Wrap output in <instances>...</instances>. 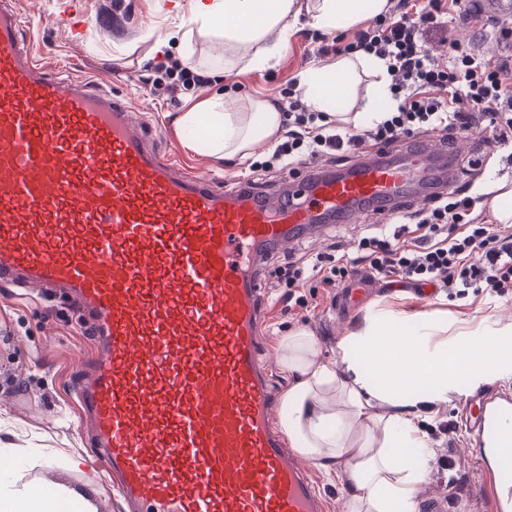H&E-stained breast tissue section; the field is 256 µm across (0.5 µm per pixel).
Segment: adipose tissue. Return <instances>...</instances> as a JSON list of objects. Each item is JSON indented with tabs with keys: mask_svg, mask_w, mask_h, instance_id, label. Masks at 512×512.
Instances as JSON below:
<instances>
[{
	"mask_svg": "<svg viewBox=\"0 0 512 512\" xmlns=\"http://www.w3.org/2000/svg\"><path fill=\"white\" fill-rule=\"evenodd\" d=\"M387 0H197L194 33L243 46L245 68L275 67L288 45L289 22L305 16L326 35L384 13ZM389 93L384 60L358 52L301 70L298 86L314 109L347 99L361 75ZM216 101L184 113L189 144L207 139L217 158L251 156L256 143H275L286 121L271 103L252 100L248 111L220 112ZM403 311L376 309L356 331L339 337L336 364L319 357L311 333L296 330L280 342L275 364L288 377L280 421L293 448L327 479L349 492L348 512H418L417 487L437 450L414 418L420 404L447 402L448 387L496 365L504 343L473 351L464 339L444 343L448 324L440 311L401 328ZM0 512H96L90 498L67 485L24 482L0 472Z\"/></svg>",
	"mask_w": 512,
	"mask_h": 512,
	"instance_id": "1",
	"label": "adipose tissue"
}]
</instances>
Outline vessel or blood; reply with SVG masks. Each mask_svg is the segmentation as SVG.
<instances>
[{"instance_id":"b4317fda","label":"vessel or blood","mask_w":512,"mask_h":512,"mask_svg":"<svg viewBox=\"0 0 512 512\" xmlns=\"http://www.w3.org/2000/svg\"><path fill=\"white\" fill-rule=\"evenodd\" d=\"M445 159L309 171L289 196L177 173L99 82L48 75L0 0V281L64 292L92 349L73 387L97 463L130 512H327L273 420L262 360L265 253L356 210L397 219ZM372 282L338 294L349 307ZM491 512H512V400L473 397Z\"/></svg>"}]
</instances>
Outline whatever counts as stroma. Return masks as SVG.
Masks as SVG:
<instances>
[{"instance_id":"35a3bbf8","label":"stroma","mask_w":512,"mask_h":512,"mask_svg":"<svg viewBox=\"0 0 512 512\" xmlns=\"http://www.w3.org/2000/svg\"><path fill=\"white\" fill-rule=\"evenodd\" d=\"M192 0H16L31 41L50 71L66 70L76 76L105 78L110 93L126 99L132 112L145 121V129L162 155L173 157L180 171L207 173L215 180L243 177L278 191L289 179H301V170L286 174L265 169L272 150L262 146L251 158L217 161L205 142L188 145L179 121L184 113L214 98L227 100L232 112H243L251 99L273 101L287 97L300 70L324 63L321 46L346 44L354 29L324 36L297 22L288 49L270 69L243 70L239 50L225 47L223 38L198 35L184 48L180 31L190 21ZM79 7L84 22L80 38H73L57 19L71 7ZM489 17L473 0L448 9L442 27L434 29L427 46L435 56L447 57L455 41L474 55L491 62L505 61L498 41L488 36ZM179 62L200 71L206 83L194 96H174L166 88L150 90L148 83L160 77V65ZM492 133L476 125L469 135L452 136L445 145L454 154L455 189L466 194L487 193L499 180L512 181V150L492 145ZM386 220L362 215L349 223H332L326 231L301 236L288 248L271 253L266 263L265 289L270 310L263 330V344L276 351L288 329L300 326L316 339L325 361L336 358V340L362 324L367 310L395 308L421 317L433 309L443 311L449 331L457 321H471L470 346H480L492 330L512 328V294L492 296L478 291L455 296L432 286L387 283L377 279L362 309L336 318V287L311 276L313 261L335 265L353 255L362 238L373 236ZM299 269L297 288H289L287 267ZM297 304H289V296ZM90 350L88 334L67 296L47 300L41 289L19 295L0 283V438L32 453L59 451L54 466H23L24 480L48 478L86 492L97 512H124L120 499L108 486L84 440L83 426L72 400V382L81 355ZM497 389L512 391V359L487 374L465 378L449 388L447 403L435 412H422L417 424L437 448L435 460L418 487V499L446 493L449 474L458 475L462 491L448 499L447 512H482V476L469 451L463 418L472 395ZM79 459L72 468L68 459ZM452 459L453 469L442 462Z\"/></svg>"}]
</instances>
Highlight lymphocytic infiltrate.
Segmentation results:
<instances>
[{"mask_svg":"<svg viewBox=\"0 0 512 512\" xmlns=\"http://www.w3.org/2000/svg\"><path fill=\"white\" fill-rule=\"evenodd\" d=\"M429 4V10L417 13L409 10V0H393L387 14L336 49L340 55L363 50L384 60L396 106L369 126L340 130L325 113L289 101L288 129L273 151L280 169L304 157L356 155L371 141L392 144L448 130L462 135L477 123L491 127L499 145H512V96L504 92L512 80V65L482 61L457 45L447 60L434 59L426 35L436 27L443 4ZM432 202L416 224L421 231L418 248L400 245L397 231L388 238H363L359 247L364 258L331 267L323 283L352 275L365 261L376 272L430 283L459 296L471 288L498 296L511 293L512 225L475 221L473 212L481 202L477 196L440 192Z\"/></svg>","mask_w":512,"mask_h":512,"instance_id":"obj_1","label":"lymphocytic infiltrate"}]
</instances>
